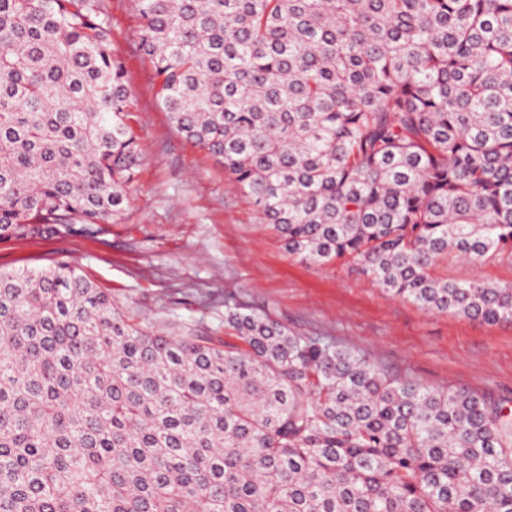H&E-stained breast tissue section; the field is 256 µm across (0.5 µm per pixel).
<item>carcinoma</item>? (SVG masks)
Listing matches in <instances>:
<instances>
[{"label":"carcinoma","mask_w":512,"mask_h":512,"mask_svg":"<svg viewBox=\"0 0 512 512\" xmlns=\"http://www.w3.org/2000/svg\"><path fill=\"white\" fill-rule=\"evenodd\" d=\"M175 130L290 255L512 321V0H135ZM100 0H0V242L93 237L142 153ZM129 322L77 266L0 271V512H512V402L224 304ZM443 272L448 276V281L454 282H466L476 276L498 281L512 280V264L506 261L482 266L465 261H449Z\"/></svg>","instance_id":"1"}]
</instances>
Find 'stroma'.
I'll list each match as a JSON object with an SVG mask.
<instances>
[{"label": "stroma", "instance_id": "1", "mask_svg": "<svg viewBox=\"0 0 512 512\" xmlns=\"http://www.w3.org/2000/svg\"><path fill=\"white\" fill-rule=\"evenodd\" d=\"M137 98L144 161L117 222L97 237L0 243V271L75 262L130 319L176 335L224 333V305L349 345L377 365L438 388L512 399V322L431 314L389 296L353 266L288 255L224 169L171 126L135 45L133 0H101Z\"/></svg>", "mask_w": 512, "mask_h": 512}]
</instances>
